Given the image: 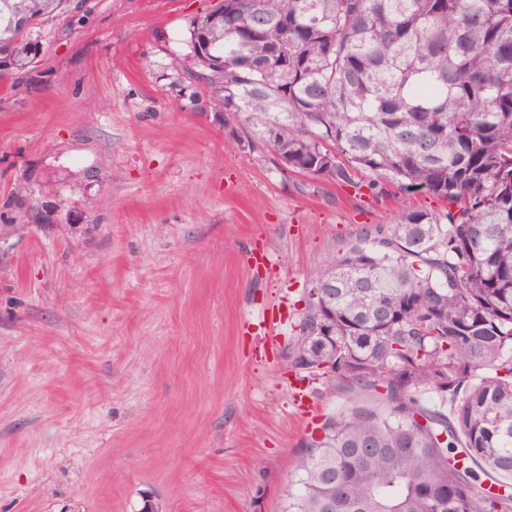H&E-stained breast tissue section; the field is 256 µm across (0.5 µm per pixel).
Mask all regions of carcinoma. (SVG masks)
Instances as JSON below:
<instances>
[{
  "instance_id": "obj_1",
  "label": "carcinoma",
  "mask_w": 512,
  "mask_h": 512,
  "mask_svg": "<svg viewBox=\"0 0 512 512\" xmlns=\"http://www.w3.org/2000/svg\"><path fill=\"white\" fill-rule=\"evenodd\" d=\"M65 0H0V52ZM185 72L283 172L447 207L367 227L325 267L291 364L376 391L319 426L281 512H512V0H221ZM423 387L450 414L416 397Z\"/></svg>"
}]
</instances>
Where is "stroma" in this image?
I'll use <instances>...</instances> for the list:
<instances>
[{"instance_id":"35a3bbf8","label":"stroma","mask_w":512,"mask_h":512,"mask_svg":"<svg viewBox=\"0 0 512 512\" xmlns=\"http://www.w3.org/2000/svg\"><path fill=\"white\" fill-rule=\"evenodd\" d=\"M218 2L80 0L0 72V512H278L312 430L296 389L322 415L379 403L291 367L308 275L443 204L233 138L174 56Z\"/></svg>"}]
</instances>
